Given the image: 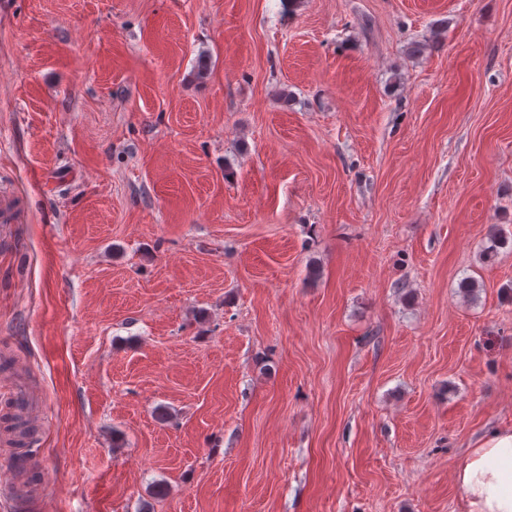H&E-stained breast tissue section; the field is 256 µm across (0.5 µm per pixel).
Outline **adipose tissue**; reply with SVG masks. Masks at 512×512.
Listing matches in <instances>:
<instances>
[{
  "instance_id": "obj_1",
  "label": "adipose tissue",
  "mask_w": 512,
  "mask_h": 512,
  "mask_svg": "<svg viewBox=\"0 0 512 512\" xmlns=\"http://www.w3.org/2000/svg\"><path fill=\"white\" fill-rule=\"evenodd\" d=\"M453 483L462 512H512V429L477 440L457 464Z\"/></svg>"
}]
</instances>
